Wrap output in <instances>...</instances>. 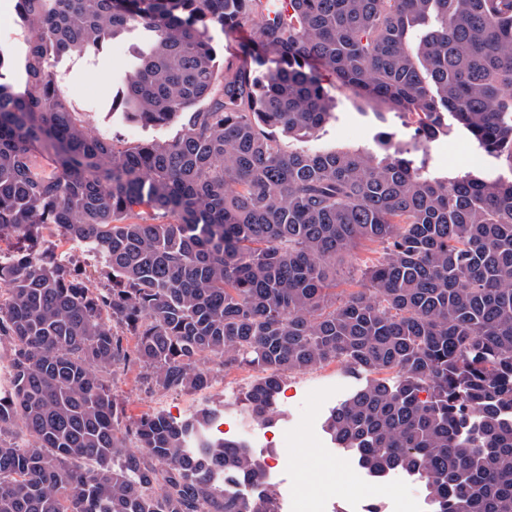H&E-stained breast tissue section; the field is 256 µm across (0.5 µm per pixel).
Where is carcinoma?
Masks as SVG:
<instances>
[{
    "label": "carcinoma",
    "instance_id": "1",
    "mask_svg": "<svg viewBox=\"0 0 512 512\" xmlns=\"http://www.w3.org/2000/svg\"><path fill=\"white\" fill-rule=\"evenodd\" d=\"M27 82L0 83V235L59 227L112 285L24 257L0 269V512H273L222 410L120 428L104 375L166 392L213 367L260 373L271 424L286 376L341 362L373 379L322 429L373 477L412 473L430 512H512V179L434 177L401 148L304 151L338 85L415 125L453 120L512 171V0H18ZM250 30L218 75L208 30ZM426 26L419 38L412 32ZM141 30L124 115L171 141L92 136L49 59ZM140 211H135V208ZM379 258L336 297L337 262ZM26 439L14 440L16 431Z\"/></svg>",
    "mask_w": 512,
    "mask_h": 512
}]
</instances>
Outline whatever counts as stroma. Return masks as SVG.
I'll use <instances>...</instances> for the list:
<instances>
[{
    "label": "stroma",
    "mask_w": 512,
    "mask_h": 512,
    "mask_svg": "<svg viewBox=\"0 0 512 512\" xmlns=\"http://www.w3.org/2000/svg\"><path fill=\"white\" fill-rule=\"evenodd\" d=\"M17 0H0V83L12 87L23 85L25 61L31 33L20 17ZM145 35L133 30L106 39L102 47L80 53H66L52 58L50 69L72 105L83 112L88 131L111 137L121 145L169 140L179 132L178 123L143 125L125 119L118 106L122 81L136 64ZM335 116L315 133L303 137H284L283 143L293 150L366 149L381 153L383 143L411 149L416 165L438 177H454L471 172L486 176H512L501 161L477 148L463 129L453 126L425 145H417L414 129L402 117L387 113L378 118L377 104L367 102L350 91L333 89ZM255 376L249 368L230 372L216 371L211 388L196 393L160 392L148 388L139 367L116 372L106 381L119 395L125 416L134 418L162 411L182 419L205 406L224 408V424L229 434L239 427H255L252 440L265 466L280 467L279 477L290 491L299 496H332L338 505L347 497H357L365 512H380L389 499L379 481L367 478L353 458L335 459L333 446L322 430L328 411L365 384L366 374L350 371L332 362L321 368L287 377L278 397L272 426H253L247 414L245 394ZM310 418L309 426L297 443L305 450H322L324 457L315 465L291 467L290 454L279 446L282 432L298 413Z\"/></svg>",
    "instance_id": "obj_1"
}]
</instances>
